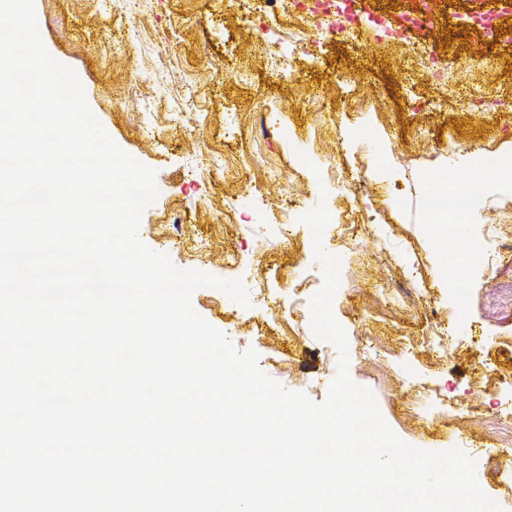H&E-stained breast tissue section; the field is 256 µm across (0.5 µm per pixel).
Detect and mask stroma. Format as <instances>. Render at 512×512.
<instances>
[{"instance_id": "1", "label": "stroma", "mask_w": 512, "mask_h": 512, "mask_svg": "<svg viewBox=\"0 0 512 512\" xmlns=\"http://www.w3.org/2000/svg\"><path fill=\"white\" fill-rule=\"evenodd\" d=\"M421 33L460 80L439 88L412 45L364 32L351 45L316 36L290 42L296 18L240 22V0H34L42 41L77 74L112 140L156 173L158 197L140 240L182 270L241 281L248 305L212 287L194 310L286 389L324 402L339 352L319 340L311 312L288 314L295 281L323 286L315 249L339 257L332 311L348 343L349 374L369 388L404 442L460 449L481 489L512 512V441L492 427L512 406V262L487 258L477 217L496 218L512 245V184L483 181L471 156L512 162V14L498 35L463 29L487 0H426ZM264 25V26H265ZM285 73L273 75L271 62ZM276 101L278 113L266 109ZM179 113L176 121L168 113ZM227 165H211L212 152ZM282 170L263 175L262 159ZM340 164L358 198L357 228L329 224L314 240L300 218L315 209L320 170ZM465 193L469 218L452 238L427 208L439 183ZM474 262L466 309L444 278L447 253ZM235 263H227V255ZM442 337L444 351L429 341Z\"/></svg>"}]
</instances>
